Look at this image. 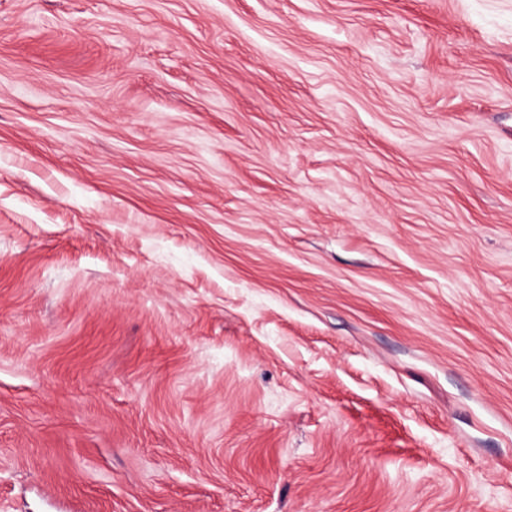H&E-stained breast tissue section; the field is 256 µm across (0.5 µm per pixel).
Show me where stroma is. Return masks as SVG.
Returning <instances> with one entry per match:
<instances>
[{"instance_id":"35a3bbf8","label":"stroma","mask_w":512,"mask_h":512,"mask_svg":"<svg viewBox=\"0 0 512 512\" xmlns=\"http://www.w3.org/2000/svg\"><path fill=\"white\" fill-rule=\"evenodd\" d=\"M0 512H512V0H0Z\"/></svg>"}]
</instances>
